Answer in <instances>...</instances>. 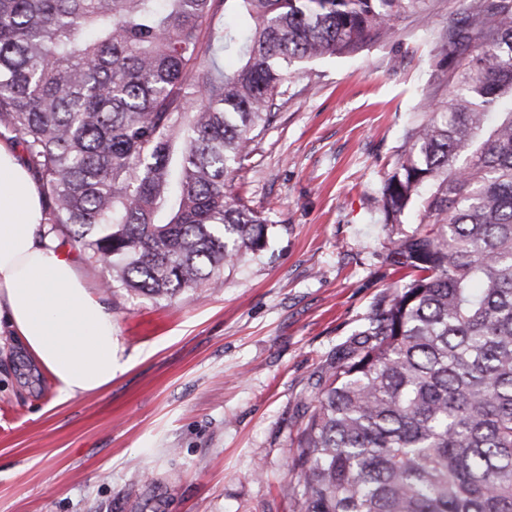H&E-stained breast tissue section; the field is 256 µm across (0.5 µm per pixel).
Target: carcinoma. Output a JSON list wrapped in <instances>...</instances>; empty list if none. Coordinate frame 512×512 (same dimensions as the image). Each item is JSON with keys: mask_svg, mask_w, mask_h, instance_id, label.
<instances>
[{"mask_svg": "<svg viewBox=\"0 0 512 512\" xmlns=\"http://www.w3.org/2000/svg\"><path fill=\"white\" fill-rule=\"evenodd\" d=\"M238 17L205 38L220 3ZM428 0H0V137L105 288H220L268 245L236 191L299 65ZM434 104L375 191L403 273L316 383L293 512H512V0H469Z\"/></svg>", "mask_w": 512, "mask_h": 512, "instance_id": "1", "label": "carcinoma"}]
</instances>
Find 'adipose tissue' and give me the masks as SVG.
<instances>
[{
  "mask_svg": "<svg viewBox=\"0 0 512 512\" xmlns=\"http://www.w3.org/2000/svg\"><path fill=\"white\" fill-rule=\"evenodd\" d=\"M43 219L38 186L15 147L0 142V335L47 369L66 401L109 385L119 365L111 313Z\"/></svg>",
  "mask_w": 512,
  "mask_h": 512,
  "instance_id": "obj_1",
  "label": "adipose tissue"
}]
</instances>
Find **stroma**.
<instances>
[{
	"mask_svg": "<svg viewBox=\"0 0 512 512\" xmlns=\"http://www.w3.org/2000/svg\"><path fill=\"white\" fill-rule=\"evenodd\" d=\"M461 0L398 21L355 56L304 65L256 139L244 193L267 252L220 288L150 299L57 234L112 315L123 366L60 402L47 371L0 340V512H291L301 403L398 274L373 195L432 102V48Z\"/></svg>",
	"mask_w": 512,
	"mask_h": 512,
	"instance_id": "35a3bbf8",
	"label": "stroma"
}]
</instances>
